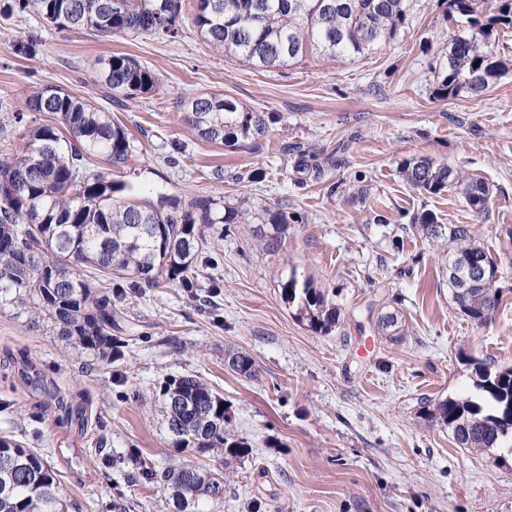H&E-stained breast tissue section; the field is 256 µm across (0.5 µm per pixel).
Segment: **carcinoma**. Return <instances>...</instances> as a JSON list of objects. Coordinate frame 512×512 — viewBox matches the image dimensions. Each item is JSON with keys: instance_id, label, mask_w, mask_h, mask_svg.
I'll return each mask as SVG.
<instances>
[{"instance_id": "obj_1", "label": "carcinoma", "mask_w": 512, "mask_h": 512, "mask_svg": "<svg viewBox=\"0 0 512 512\" xmlns=\"http://www.w3.org/2000/svg\"><path fill=\"white\" fill-rule=\"evenodd\" d=\"M183 0H0V16L32 14L58 30L112 36L180 34ZM444 19L457 29L444 59L434 69V96H479L512 72L498 49V33L512 30V0H442ZM413 10L410 0H198L192 24L224 55L262 68H284L309 55L328 62L360 60L397 38ZM95 81L132 99L155 90L158 78L129 55L98 56L88 65ZM184 122L199 139L233 148L241 138L268 131L270 116L218 93L180 101ZM0 139L19 135L21 147L0 155V310L12 311L26 326L58 338L63 346L97 364L120 356L113 334L120 315L112 307V274L151 288L160 284L194 288L206 230L217 224H256L257 248L276 256L288 234V212L278 203L250 196L183 200L163 196L160 208L148 196H115L112 169L137 152L127 129L91 101L47 86L33 87L28 112L0 98ZM48 114L53 122L42 123ZM101 158L108 167L92 161ZM402 173L429 195L456 191L466 208L489 211L487 184L429 158L405 161ZM427 234L448 239V287L460 312L482 323L498 304L489 278L497 264L477 244L468 224L447 228L431 214L418 217ZM474 260L488 280L464 284L461 266ZM95 269L101 275L88 273ZM283 302L296 308L315 333L336 327V289L299 281L297 271L279 278ZM377 332L402 336L397 312L377 316ZM232 371L250 377L254 362L242 353ZM480 395L422 402L425 418L453 433L458 447L475 452L512 440V368L476 370ZM159 411L168 445L190 456L163 469L139 462L143 479L162 489L171 512H207L224 471L197 462L201 457L240 459L252 445L231 426L224 398L204 378L166 377L159 386ZM58 475L26 444L0 437V512H69Z\"/></svg>"}]
</instances>
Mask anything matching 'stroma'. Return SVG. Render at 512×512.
I'll use <instances>...</instances> for the list:
<instances>
[{"label": "stroma", "mask_w": 512, "mask_h": 512, "mask_svg": "<svg viewBox=\"0 0 512 512\" xmlns=\"http://www.w3.org/2000/svg\"><path fill=\"white\" fill-rule=\"evenodd\" d=\"M184 3L171 43L0 18V97L21 111L30 87L44 84L110 109L139 147L115 180L150 197L280 202L285 244L268 256L252 246L255 225L211 231L192 293L134 289L114 276L123 355L91 371L54 337L0 312V436L37 449L79 512H170L130 457L180 460L163 436L158 384L193 373L223 397L253 446L226 467L213 512H512V456L459 448L420 411L422 398L471 391L475 362L512 367V76L480 96L434 99L432 69L453 32L440 0H416L397 39L361 60L309 56L271 70L212 48L190 22L197 0ZM30 36L37 54H13ZM111 54L136 58L159 90L112 102L87 70ZM200 91L277 121L233 148L194 138L179 104ZM174 141L186 151L173 167L164 158ZM414 157L482 178L488 214L469 211L456 192L411 188L400 164ZM424 213L472 225L495 258L500 302L487 323L458 311L447 248L413 224ZM293 270L335 289L340 321L331 332H312L283 303L277 276ZM388 310L402 316L400 339L374 328ZM231 350L252 358L255 376L225 366Z\"/></svg>", "instance_id": "1"}]
</instances>
